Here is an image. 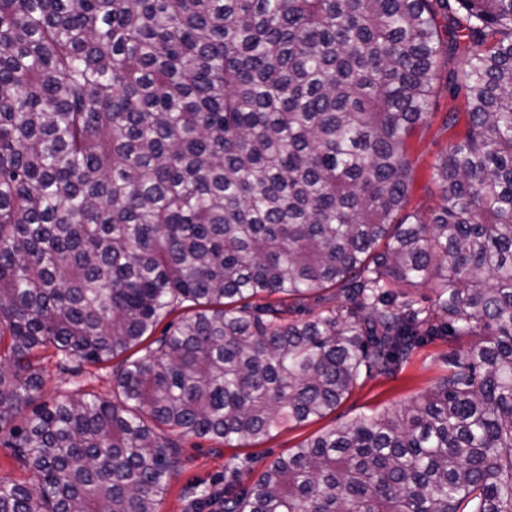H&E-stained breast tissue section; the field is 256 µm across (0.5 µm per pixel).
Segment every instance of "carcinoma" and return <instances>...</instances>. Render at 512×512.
<instances>
[{"instance_id":"obj_1","label":"carcinoma","mask_w":512,"mask_h":512,"mask_svg":"<svg viewBox=\"0 0 512 512\" xmlns=\"http://www.w3.org/2000/svg\"><path fill=\"white\" fill-rule=\"evenodd\" d=\"M470 337L192 512H512V0H0V431L32 473L0 512H159L174 437L247 447ZM50 349L117 361L112 396L21 418ZM455 103L459 107L462 105L461 99L453 101L441 91L437 98L435 114L429 119V126L420 128L410 140L411 159L417 171V180L409 208H417L426 216L439 203V191L431 178L432 167L446 148L451 136L463 130L462 124L453 130L444 131L442 128L445 112Z\"/></svg>"}]
</instances>
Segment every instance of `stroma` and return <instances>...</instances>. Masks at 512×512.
Instances as JSON below:
<instances>
[{
	"mask_svg": "<svg viewBox=\"0 0 512 512\" xmlns=\"http://www.w3.org/2000/svg\"><path fill=\"white\" fill-rule=\"evenodd\" d=\"M453 105L447 94H440L428 127L419 129L411 138V159L417 171V180L411 196V208L429 213L436 208L439 191L432 178L433 166L446 148L451 134L442 128V118ZM449 345L435 341L415 352L397 376H376L365 379L352 393L326 417L299 426L283 425L271 435L248 446L255 470H262L274 459L287 455L304 440L324 430L362 415H371L387 408L402 407L432 389L444 374L443 362ZM46 382L35 405L58 399L80 380L86 390L103 396L112 393V366L82 365L79 372L60 369L55 360H45ZM181 462L174 471L167 492L160 505L161 512H188L187 504L197 485L210 484L224 476V465L234 455L232 447L221 442L196 437L179 438Z\"/></svg>",
	"mask_w": 512,
	"mask_h": 512,
	"instance_id": "obj_1",
	"label": "stroma"
}]
</instances>
